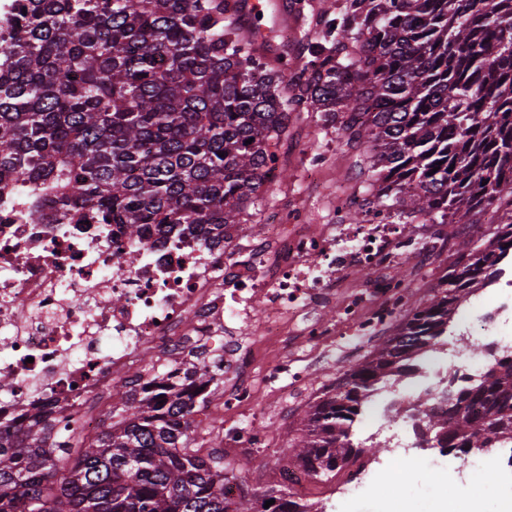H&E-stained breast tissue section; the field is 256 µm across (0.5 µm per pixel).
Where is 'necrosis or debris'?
Listing matches in <instances>:
<instances>
[{
    "mask_svg": "<svg viewBox=\"0 0 512 512\" xmlns=\"http://www.w3.org/2000/svg\"><path fill=\"white\" fill-rule=\"evenodd\" d=\"M30 183L0 192V428L34 415L69 417L72 428L96 435L88 403L141 373L143 349L165 357L164 389L181 387L190 363L185 341L206 351L207 369L239 377L219 404L238 414L252 390L251 346L237 324L263 336H284L320 298H340V313L362 336L384 323L399 288L381 276L356 289L355 274L408 256L423 257L430 240L396 239L394 227L300 224L280 218L263 241L235 228L214 244L203 232L160 235L144 225L139 238L119 224H69L35 211ZM462 332L423 357L416 372L366 404L356 430L379 438L385 469L361 491L349 492L346 512H405L415 502L433 512L434 496H412L403 479L408 449L430 445L429 417L444 409L443 392L476 377L512 353V278L460 314Z\"/></svg>",
    "mask_w": 512,
    "mask_h": 512,
    "instance_id": "necrosis-or-debris-1",
    "label": "necrosis or debris"
}]
</instances>
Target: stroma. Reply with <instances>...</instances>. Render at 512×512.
I'll list each match as a JSON object with an SVG mask.
<instances>
[{"label":"stroma","instance_id":"1","mask_svg":"<svg viewBox=\"0 0 512 512\" xmlns=\"http://www.w3.org/2000/svg\"><path fill=\"white\" fill-rule=\"evenodd\" d=\"M279 17L264 15L259 23L265 26L267 59L288 53L293 61L284 83L293 85L308 55V47L334 18L344 0H276ZM279 165L287 169V179L260 188L264 213L281 214L301 210L310 224H340L345 210L335 201L336 192L368 195V176L356 166L353 150L343 145L332 124L321 120L319 113L300 110L288 115V136L278 149ZM489 230L487 216H478L473 226L458 224H406L405 236L430 234L435 242L432 256L421 263L404 259L393 268L397 280L407 287L408 305L426 300L431 286L442 275L456 255L466 251L470 241ZM312 318L335 327V335L311 342L307 337L291 334L277 344L256 336L258 356L254 365V400L241 412L239 419L252 437L247 448L231 450L230 456L243 468L246 484L259 490L281 481L280 464L288 454V442L299 427L300 417L343 373L364 361L395 332L387 326L372 336H353L339 314L338 303L325 301L315 306ZM288 357L302 365L308 386L292 389L288 381L268 386L266 372L273 357ZM411 457L420 464L413 471L417 490L424 491L446 482H460L464 461L460 454H441L436 448L410 449ZM440 458V468L426 467L430 458ZM473 461L482 463V477L488 484L489 497H496L500 487L512 483V447L502 446L473 454Z\"/></svg>","mask_w":512,"mask_h":512}]
</instances>
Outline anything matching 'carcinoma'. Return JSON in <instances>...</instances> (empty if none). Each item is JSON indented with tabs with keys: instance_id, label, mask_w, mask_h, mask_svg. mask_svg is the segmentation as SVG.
Wrapping results in <instances>:
<instances>
[{
	"instance_id": "carcinoma-1",
	"label": "carcinoma",
	"mask_w": 512,
	"mask_h": 512,
	"mask_svg": "<svg viewBox=\"0 0 512 512\" xmlns=\"http://www.w3.org/2000/svg\"><path fill=\"white\" fill-rule=\"evenodd\" d=\"M244 4L17 0L0 26V184L32 183L35 207L71 224H123L134 239L144 224H206L219 237L247 223L267 173L283 175L277 150L303 106L339 122L389 218L471 224L512 199V0H345L290 95L288 55L265 62ZM510 257L512 222L457 256L395 336L309 407L280 471L329 479L365 457L350 431L377 386L415 371ZM220 385L201 369L161 401L132 387L94 437L39 417L0 434V512H315L275 486L224 497L240 466L196 444L194 418ZM430 428L465 454L512 444V355Z\"/></svg>"
}]
</instances>
